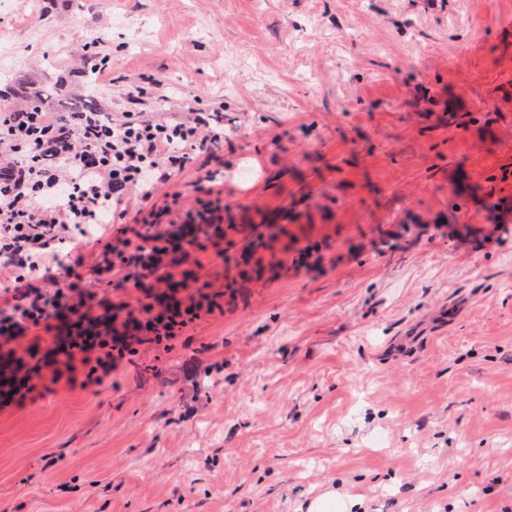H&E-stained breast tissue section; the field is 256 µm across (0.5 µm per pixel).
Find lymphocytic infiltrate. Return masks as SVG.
I'll list each match as a JSON object with an SVG mask.
<instances>
[{"label":"lymphocytic infiltrate","mask_w":512,"mask_h":512,"mask_svg":"<svg viewBox=\"0 0 512 512\" xmlns=\"http://www.w3.org/2000/svg\"><path fill=\"white\" fill-rule=\"evenodd\" d=\"M128 108L100 121L91 112L54 119L31 103L0 110V287L11 304L0 307V411L38 395L45 378L82 375L99 385L142 349H173L185 332L214 312L208 294L190 300L183 267L195 260L201 239L220 232L224 193L207 189L195 207L179 197L160 208L157 188L187 165L191 151L223 144L214 112L188 108L179 115L144 110L142 90H123ZM148 210L131 235L116 238L95 274L118 282L151 283L152 301L105 303L77 290L65 266V282L39 287L49 269L52 242H70L76 257L95 243L105 224L126 223L131 201ZM62 319L65 335L52 346L17 354L16 340Z\"/></svg>","instance_id":"lymphocytic-infiltrate-1"}]
</instances>
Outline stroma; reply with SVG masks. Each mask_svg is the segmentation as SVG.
<instances>
[{"label":"stroma","mask_w":512,"mask_h":512,"mask_svg":"<svg viewBox=\"0 0 512 512\" xmlns=\"http://www.w3.org/2000/svg\"><path fill=\"white\" fill-rule=\"evenodd\" d=\"M0 51V109L224 104L157 199L223 170L215 311L1 414L0 512H512V0H7Z\"/></svg>","instance_id":"stroma-1"}]
</instances>
